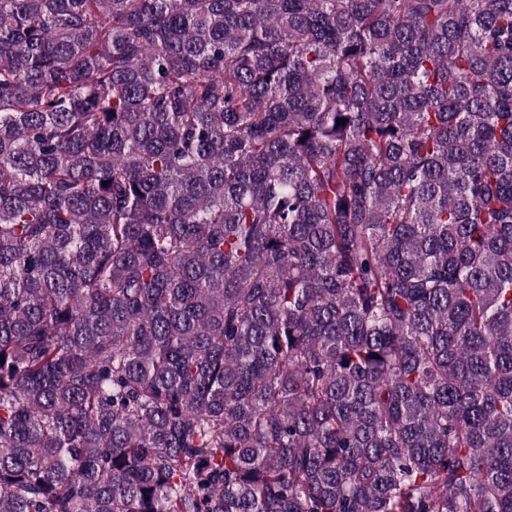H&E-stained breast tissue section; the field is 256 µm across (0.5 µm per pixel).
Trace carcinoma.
Returning <instances> with one entry per match:
<instances>
[{"label":"carcinoma","instance_id":"1","mask_svg":"<svg viewBox=\"0 0 512 512\" xmlns=\"http://www.w3.org/2000/svg\"><path fill=\"white\" fill-rule=\"evenodd\" d=\"M0 512H512V0H0Z\"/></svg>","mask_w":512,"mask_h":512}]
</instances>
